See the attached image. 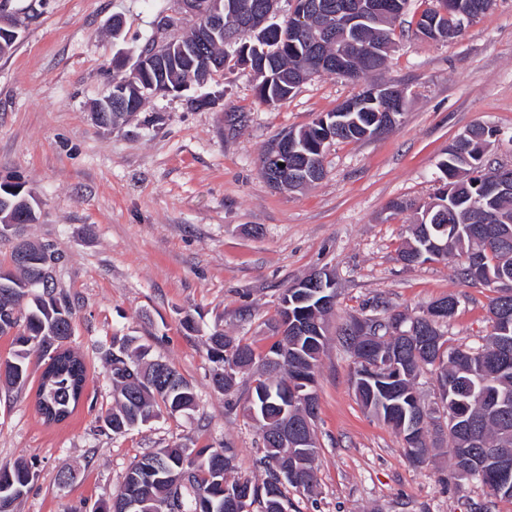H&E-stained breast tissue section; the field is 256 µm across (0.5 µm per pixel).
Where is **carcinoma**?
<instances>
[{"label":"carcinoma","instance_id":"obj_1","mask_svg":"<svg viewBox=\"0 0 512 512\" xmlns=\"http://www.w3.org/2000/svg\"><path fill=\"white\" fill-rule=\"evenodd\" d=\"M304 27L296 29L292 21L282 25V52L271 67L259 71L257 96L261 103H282L296 91L297 71L312 63L307 38L324 25L325 14L336 9L343 0H310ZM386 16L366 25L362 33L351 40L326 42L324 50L352 59L351 78H360L380 68L391 43L390 24L401 15L406 0H381ZM422 18L436 21L435 31L444 40L459 36L464 27L458 25L452 10L439 13L442 0ZM238 34L236 21L224 13V32L215 34L207 48L209 55H226L225 39ZM189 62L168 70L167 80L160 79L148 67L134 72L112 75L109 91L132 100L140 95L171 88L200 76L199 68L188 70ZM375 112L367 106L359 112L342 115L343 123L336 128V140H359L365 130H373ZM470 136L448 148L438 170L440 187L428 201L397 199L389 203L394 212L414 210L419 215L429 213L426 223L415 225L412 238L400 252L406 264H422L433 259L458 257L462 262L456 276L472 286H484L492 277L505 275L512 280V194L501 196L487 182L492 169L479 145L492 142L496 129L477 124L469 128ZM328 131L320 124L296 131L295 148L288 153V173L282 176L280 187L301 188L313 184L310 171L321 163L317 146ZM35 201L26 189L8 192L0 189V226L17 224L22 227L37 220L27 202ZM27 251L31 263L17 267L18 273L0 274V299L5 297L10 307L0 304V324L8 329L19 325L17 308L29 299L24 314V329L13 338L17 346L14 358L6 363L0 381L10 387L24 386L31 358L49 357V377H41L38 387L37 410L54 412V420L69 416L79 402L86 382L83 362L71 350L59 358L50 351L62 347L71 336L72 305L63 293L46 288L40 294L28 289V284L41 275L39 264L42 245L22 240L15 252ZM473 253L478 262L473 265L463 257ZM322 296L312 279L304 278V292H294L288 298V310H278L275 324L277 340L264 351L224 335L219 330L208 336V355L216 370L214 387L229 393L237 376L256 370L246 391V401L253 407L262 426L263 463L266 479L258 485L248 479L227 480L233 469L234 453L230 448H185L168 445L143 455L125 474L122 487L135 494L133 512H223L224 488L247 497V505L259 507V512H288L287 487L311 490L315 482V460L318 448L310 442L306 448H292L279 442L277 436L285 420L301 421L303 410L291 407L282 392L284 385L277 376L288 378L315 373L326 342L325 315L328 308L320 305ZM488 310L492 330L486 343L477 348L452 347L439 328H430L426 315L429 310L413 317L391 312L385 317L353 319L341 330L343 343H348L353 327L366 326L376 337L374 348L359 355L352 354V382L361 405L380 420L397 411L388 406L393 395L409 414L423 416L431 412L434 431L446 435L452 443L454 471L461 479H477L492 495L512 500V493L498 488L495 472L487 469L483 476L466 468L468 457L491 461L507 452L512 455V332H501L500 321L512 317V288L490 298ZM386 354L395 357L398 368L379 369L372 379L359 381L364 363H373ZM149 347L135 336H114L112 346L102 352L112 383V409L103 418L105 427L114 435L144 425L167 413H188L196 408V393L166 362L148 360ZM431 367L439 385V398H452L449 409L456 423L449 427L441 423L437 409H428L414 393V381L423 368ZM416 452L404 451L414 463H422L428 454L426 431L416 435ZM34 472L27 464L16 462L0 465V512H17L18 504L30 491Z\"/></svg>","mask_w":512,"mask_h":512}]
</instances>
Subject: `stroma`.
I'll use <instances>...</instances> for the list:
<instances>
[{
    "mask_svg": "<svg viewBox=\"0 0 512 512\" xmlns=\"http://www.w3.org/2000/svg\"><path fill=\"white\" fill-rule=\"evenodd\" d=\"M430 5L409 0L385 67L360 80L318 73L274 107L259 102L250 71L229 61L204 86L150 95L103 129L93 112L113 57L182 38L197 18L181 0H7L20 36L0 57V180L21 179L39 201L24 236L58 258L56 286L73 306L70 347L88 369L82 401L60 424L36 411L43 363L22 388L0 387V463L24 461L35 473L17 512H91L142 455L174 444L230 447L229 480L262 483L260 432L244 395L214 389L206 333L266 349L283 292L318 270L333 277L335 303L316 372L317 483L288 488V512H512L479 480L457 479L449 441L410 463L399 435L358 402L338 340L351 319L379 315L376 301L415 315L449 295L458 301L441 327L450 345L478 347L491 330L488 289L459 281L454 262H401L416 216L387 205L432 196L438 161L476 123L504 132L496 159L512 166V0H497L448 42L416 30ZM116 17L125 22L117 39ZM382 83L408 89L396 127L333 144L312 186L267 185L260 159L273 140ZM188 315L200 332L183 328ZM116 336L150 345L194 387L196 411L162 414L123 436L102 431L112 393L101 352ZM62 471L72 474L63 487Z\"/></svg>",
    "mask_w": 512,
    "mask_h": 512,
    "instance_id": "obj_1",
    "label": "stroma"
}]
</instances>
